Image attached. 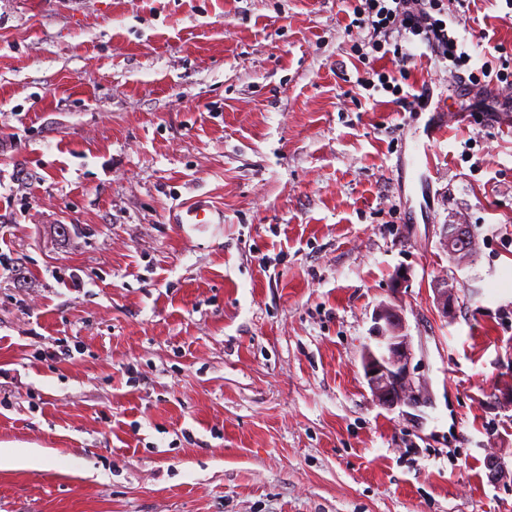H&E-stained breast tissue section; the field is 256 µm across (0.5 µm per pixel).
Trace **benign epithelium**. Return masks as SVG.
Returning <instances> with one entry per match:
<instances>
[{
	"instance_id": "1",
	"label": "benign epithelium",
	"mask_w": 512,
	"mask_h": 512,
	"mask_svg": "<svg viewBox=\"0 0 512 512\" xmlns=\"http://www.w3.org/2000/svg\"><path fill=\"white\" fill-rule=\"evenodd\" d=\"M472 240L470 226L458 219L442 226L441 242L451 258L459 264L468 262L476 253V244L458 250L461 241ZM437 306L448 317L455 310L456 283L448 278L434 283ZM372 338L376 346L363 351V369L374 401L381 407L417 409L430 405L424 387L415 381L412 370L413 349L406 333L405 319L397 305L384 303L374 314Z\"/></svg>"
}]
</instances>
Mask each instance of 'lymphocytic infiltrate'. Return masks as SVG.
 Here are the masks:
<instances>
[{"instance_id": "1", "label": "lymphocytic infiltrate", "mask_w": 512, "mask_h": 512, "mask_svg": "<svg viewBox=\"0 0 512 512\" xmlns=\"http://www.w3.org/2000/svg\"><path fill=\"white\" fill-rule=\"evenodd\" d=\"M349 25L368 34L370 69L367 77L358 79V86L388 85V76L377 68L380 58L388 54L397 61L400 77H407L411 54L404 51L400 39L409 33L432 56L448 61L454 83H469V92L482 111L512 112V72L497 68L490 59L480 69H471L469 55L458 49V21L448 16L440 0H354Z\"/></svg>"}]
</instances>
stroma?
<instances>
[{
  "instance_id": "1",
  "label": "stroma",
  "mask_w": 512,
  "mask_h": 512,
  "mask_svg": "<svg viewBox=\"0 0 512 512\" xmlns=\"http://www.w3.org/2000/svg\"><path fill=\"white\" fill-rule=\"evenodd\" d=\"M444 5L512 63L503 0ZM347 13L0 0V512H512V128L428 58V108L358 96ZM389 302L429 406L372 398ZM469 224L463 220L457 219L454 224H445L442 226L440 239L443 247L451 258L459 264L468 262L476 253V244L472 238ZM460 241H471L469 249L458 250ZM433 287L437 306L441 313L448 318L455 310L456 283L446 277L436 280Z\"/></svg>"
}]
</instances>
